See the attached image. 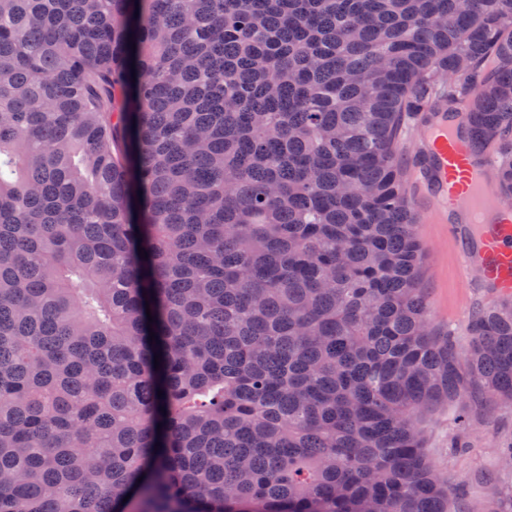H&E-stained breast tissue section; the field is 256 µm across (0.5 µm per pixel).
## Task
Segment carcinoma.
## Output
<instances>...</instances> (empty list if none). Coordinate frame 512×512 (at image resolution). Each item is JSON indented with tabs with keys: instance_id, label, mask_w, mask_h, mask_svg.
<instances>
[{
	"instance_id": "obj_1",
	"label": "carcinoma",
	"mask_w": 512,
	"mask_h": 512,
	"mask_svg": "<svg viewBox=\"0 0 512 512\" xmlns=\"http://www.w3.org/2000/svg\"><path fill=\"white\" fill-rule=\"evenodd\" d=\"M460 101L511 202L512 0H0V512H468L422 417L512 407V296L433 323L399 160Z\"/></svg>"
}]
</instances>
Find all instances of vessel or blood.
Masks as SVG:
<instances>
[{"instance_id":"obj_1","label":"vessel or blood","mask_w":512,"mask_h":512,"mask_svg":"<svg viewBox=\"0 0 512 512\" xmlns=\"http://www.w3.org/2000/svg\"><path fill=\"white\" fill-rule=\"evenodd\" d=\"M420 135L427 163L415 165L414 171L426 190L412 194L416 217L447 224L464 272L479 270L486 286L512 295V211H506V223L488 222V211L497 206L494 190L474 166L468 142L454 134L446 119L424 124Z\"/></svg>"}]
</instances>
